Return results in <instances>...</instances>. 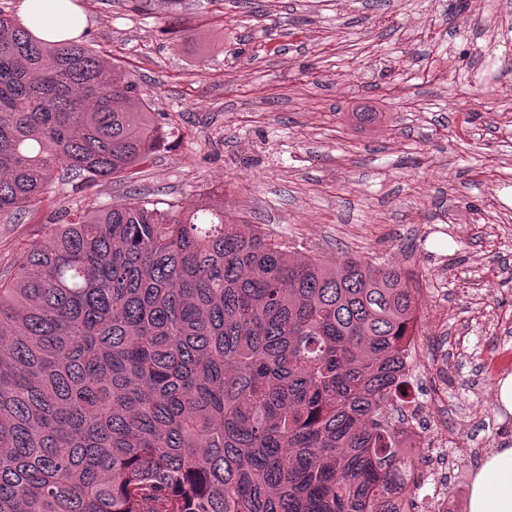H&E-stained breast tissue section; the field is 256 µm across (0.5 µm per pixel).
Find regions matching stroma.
Wrapping results in <instances>:
<instances>
[{
    "mask_svg": "<svg viewBox=\"0 0 512 512\" xmlns=\"http://www.w3.org/2000/svg\"><path fill=\"white\" fill-rule=\"evenodd\" d=\"M90 46L140 83L169 135L127 179L55 184L0 213V275L67 213L129 196L205 199L330 261L407 273L428 298L423 424L468 495L512 442L498 402L512 375V0L458 14L448 0H80ZM491 92L462 97L460 82ZM374 96L388 123L359 133L339 108Z\"/></svg>",
    "mask_w": 512,
    "mask_h": 512,
    "instance_id": "35a3bbf8",
    "label": "stroma"
}]
</instances>
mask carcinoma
<instances>
[{"label": "carcinoma", "mask_w": 512, "mask_h": 512, "mask_svg": "<svg viewBox=\"0 0 512 512\" xmlns=\"http://www.w3.org/2000/svg\"><path fill=\"white\" fill-rule=\"evenodd\" d=\"M163 138L123 69L0 11V212ZM417 304L399 269L325 264L207 201L55 224L0 276V512H401L388 413Z\"/></svg>", "instance_id": "cac0c4a2"}]
</instances>
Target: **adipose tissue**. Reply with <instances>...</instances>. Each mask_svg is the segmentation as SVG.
I'll return each instance as SVG.
<instances>
[{
    "label": "adipose tissue",
    "instance_id": "ef3b65f1",
    "mask_svg": "<svg viewBox=\"0 0 512 512\" xmlns=\"http://www.w3.org/2000/svg\"><path fill=\"white\" fill-rule=\"evenodd\" d=\"M22 25L36 37L58 42L82 31L84 18L72 0H19ZM469 512H512V446L488 455L470 486Z\"/></svg>",
    "mask_w": 512,
    "mask_h": 512
}]
</instances>
